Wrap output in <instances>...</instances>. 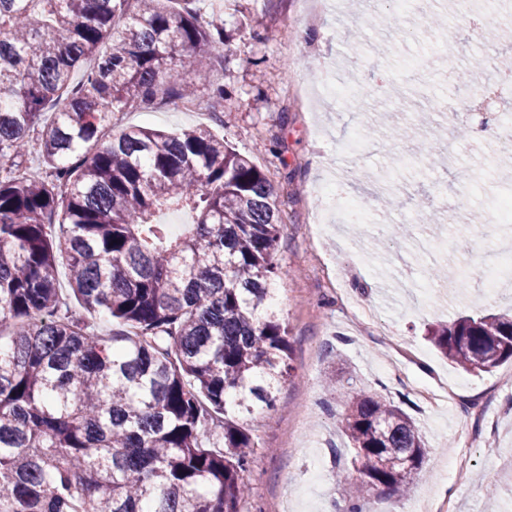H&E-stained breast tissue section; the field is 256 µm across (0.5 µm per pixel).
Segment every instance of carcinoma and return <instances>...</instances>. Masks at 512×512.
Instances as JSON below:
<instances>
[{
	"label": "carcinoma",
	"mask_w": 512,
	"mask_h": 512,
	"mask_svg": "<svg viewBox=\"0 0 512 512\" xmlns=\"http://www.w3.org/2000/svg\"><path fill=\"white\" fill-rule=\"evenodd\" d=\"M196 2L0 0V512H248L244 418L292 371L270 303L288 275L277 194L209 128L104 137L128 106L193 99L181 63L209 80L232 33ZM39 126L49 173L26 177ZM171 208L191 217L179 235L159 221ZM92 312L118 328L96 332ZM429 340L490 373L512 361V312ZM342 429L350 512L403 499L427 455L413 418L352 390Z\"/></svg>",
	"instance_id": "carcinoma-1"
}]
</instances>
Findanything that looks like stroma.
Masks as SVG:
<instances>
[{
	"label": "stroma",
	"instance_id": "35a3bbf8",
	"mask_svg": "<svg viewBox=\"0 0 512 512\" xmlns=\"http://www.w3.org/2000/svg\"><path fill=\"white\" fill-rule=\"evenodd\" d=\"M334 2L313 48L291 57L280 32L296 0H239V13L224 19L233 39L197 86L198 111L175 101L132 107L113 113L112 128H211L276 189L285 225L277 260L288 275L275 283V304L295 371L274 409L247 418L261 447L244 474L251 512H345L340 487L356 472L340 423L344 402L325 386L328 377L353 378L401 405L427 441L426 472L410 496L370 500L369 512H416L426 497L439 512H512V362L475 376L426 339L434 324L512 309V285L487 297L479 276L512 247L485 220L512 193V141L448 127L443 117L449 100L489 104L481 118L492 126L512 112V87L499 75L512 43L471 33L512 30V13L480 20L460 0H420L411 12L392 0ZM326 56L351 72V96H323L332 77ZM286 81L307 88L309 108L282 96ZM218 84L226 95L215 117ZM402 126L403 139L395 135ZM329 177L363 197L368 220L316 238L311 191ZM404 223L410 239L388 245L391 226ZM441 266L447 281L431 280ZM443 377L459 383L456 399L426 402L420 385ZM452 448L466 480L444 471Z\"/></svg>",
	"mask_w": 512,
	"mask_h": 512
}]
</instances>
